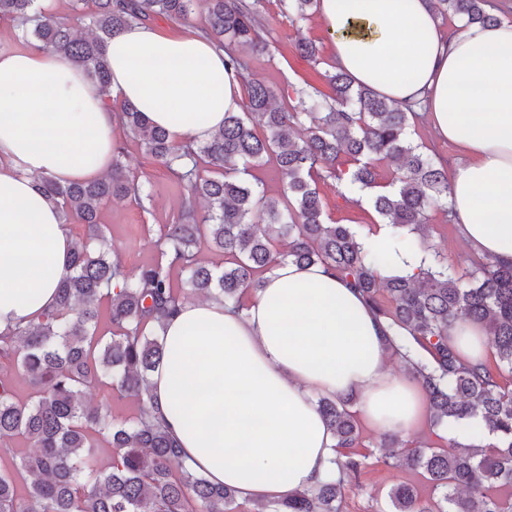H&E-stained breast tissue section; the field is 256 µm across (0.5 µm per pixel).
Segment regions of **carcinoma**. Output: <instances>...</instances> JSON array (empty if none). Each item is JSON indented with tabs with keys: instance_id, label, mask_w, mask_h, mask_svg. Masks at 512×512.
I'll return each mask as SVG.
<instances>
[{
	"instance_id": "1",
	"label": "carcinoma",
	"mask_w": 512,
	"mask_h": 512,
	"mask_svg": "<svg viewBox=\"0 0 512 512\" xmlns=\"http://www.w3.org/2000/svg\"><path fill=\"white\" fill-rule=\"evenodd\" d=\"M72 2L73 15L65 20L35 9L34 0H0V19L12 21L30 44L81 67L104 92L110 85L108 41L159 17L187 23L204 13V32L224 49L227 67L247 70L238 46L268 51L260 0H93L89 15L81 12L83 0ZM317 2L278 0L281 13L297 21L317 11ZM433 5L435 14H451L467 27L500 22L487 10L488 0ZM77 25L88 36H78ZM294 48L318 61L314 42L301 38ZM327 81V93L306 83L291 86L296 105L288 111L275 105L274 90L247 79L243 111L224 113V127L200 143L173 141L123 102L119 117L133 137L188 191L173 223L159 225L157 258L134 275L111 258L99 222L104 203L151 200L122 164L123 149L113 148L112 169L99 180L37 178L38 190L61 206L63 221L74 216L89 233L73 243L56 305L38 322L0 334V359L21 371L31 388L22 401L11 380L0 378V443L22 438L36 448L14 471H0V512H343L347 483L364 474L374 456L361 447L358 421L348 410L351 395L318 401L337 440L329 478L253 509L238 502L234 489L189 471L176 442L150 418L151 373L163 359L178 356L163 338L166 318L182 302L173 271H180L190 292L241 312L245 295L260 291L265 276L284 262L327 266L385 319L389 349L421 384L433 426L478 419L466 430L467 444L452 439L441 448H410L398 434H384L382 462L421 471L437 494L424 501L412 486L397 485L387 494L388 512H512V265L482 258L460 275L446 257L429 254V212L447 201L448 174L411 141L416 111L354 84L342 71ZM295 127L305 128L306 137H294ZM376 162L395 168L397 187L374 194V210L393 228L417 236L408 247L424 253L411 275L381 278L389 250L368 248L350 226L325 221L319 182L372 189ZM268 163L286 184L283 207L261 190L258 171ZM199 197L207 202L201 215ZM204 239L224 253L227 265L208 266L198 258ZM104 298L108 336L98 332ZM459 320L484 329L490 348L485 362L464 363L450 344L448 330ZM102 380L111 385V399H137L135 420L115 421L108 402L86 403L85 390ZM102 446L111 451L105 468L95 463ZM20 477L29 479L22 496Z\"/></svg>"
}]
</instances>
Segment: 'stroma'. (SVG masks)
<instances>
[{
	"label": "stroma",
	"instance_id": "1",
	"mask_svg": "<svg viewBox=\"0 0 512 512\" xmlns=\"http://www.w3.org/2000/svg\"><path fill=\"white\" fill-rule=\"evenodd\" d=\"M261 10L265 18L263 35L269 43V51L263 55L246 54L250 78L276 91L284 89L287 83L303 79L323 86L324 74L333 72L334 66L330 57L329 35L318 16L292 21L281 14L276 0H263ZM301 37L319 47L318 62L308 61L294 52L293 44ZM410 133L413 142L444 167L451 169L464 163L463 153L455 144L438 139L424 115H417L412 120ZM113 142L123 146L126 168L148 182L151 188L152 199L148 209H141L132 201L112 202L101 209L100 221L106 227L115 254L127 271L134 273L156 257L153 230L158 225L169 223L173 214L180 210L183 191L169 180L160 165L144 153L125 124H115ZM319 189L329 223L347 224L363 234L367 233L369 225L378 223L379 217L369 202L370 191L347 192L331 180L320 184ZM430 222L433 226L430 238L433 249L446 256L456 270L470 267L474 253L462 240L459 226L453 222L447 206L433 209ZM398 484L413 485L424 499L432 495L430 485L419 474L405 468H388L376 462L359 482L349 486L346 512H376L377 508L386 506L388 491Z\"/></svg>",
	"mask_w": 512,
	"mask_h": 512
}]
</instances>
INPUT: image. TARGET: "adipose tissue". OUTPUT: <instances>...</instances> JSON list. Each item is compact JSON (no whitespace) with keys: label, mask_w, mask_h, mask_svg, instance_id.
<instances>
[{"label":"adipose tissue","mask_w":512,"mask_h":512,"mask_svg":"<svg viewBox=\"0 0 512 512\" xmlns=\"http://www.w3.org/2000/svg\"><path fill=\"white\" fill-rule=\"evenodd\" d=\"M332 60L355 84L414 104L438 138L466 156L448 203L473 251L512 262V23L444 36L431 0H318ZM110 91L51 52L0 51V332L36 322L55 301L71 238L36 176L89 182L112 161L114 95L173 140H209L243 108L240 73L201 33L135 25L109 40ZM451 342L483 362L480 325L457 322ZM176 361L150 378L157 420L184 462L242 501L266 502L324 481L337 444L322 397L358 396L363 419L407 435L427 420L413 376L388 368L385 323L357 290L320 264L284 263L247 314L188 301L165 321Z\"/></svg>","instance_id":"1"}]
</instances>
